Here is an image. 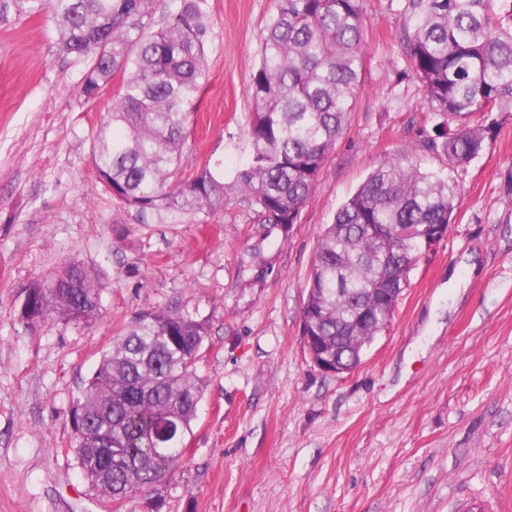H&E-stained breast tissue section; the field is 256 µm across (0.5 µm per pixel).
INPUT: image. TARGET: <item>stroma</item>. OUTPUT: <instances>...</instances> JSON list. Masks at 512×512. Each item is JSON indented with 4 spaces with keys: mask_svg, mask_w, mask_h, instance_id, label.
Segmentation results:
<instances>
[{
    "mask_svg": "<svg viewBox=\"0 0 512 512\" xmlns=\"http://www.w3.org/2000/svg\"><path fill=\"white\" fill-rule=\"evenodd\" d=\"M214 40L186 173L245 168V95L276 0H209ZM360 94L296 224L254 205L140 215L99 179L93 146L115 88L79 94L54 27L0 0V512H151L84 478L71 412L133 317L206 322L203 399L161 512H512V113L466 166L426 151L435 119L409 70L404 0H361ZM457 181L447 236L423 254L387 328L352 371L301 342L318 236L385 159ZM70 265L99 291L86 322L26 323L25 287Z\"/></svg>",
    "mask_w": 512,
    "mask_h": 512,
    "instance_id": "obj_1",
    "label": "stroma"
}]
</instances>
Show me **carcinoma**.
<instances>
[{"instance_id": "1", "label": "carcinoma", "mask_w": 512, "mask_h": 512, "mask_svg": "<svg viewBox=\"0 0 512 512\" xmlns=\"http://www.w3.org/2000/svg\"><path fill=\"white\" fill-rule=\"evenodd\" d=\"M156 0H22L26 13L56 27L65 56L84 66L81 96L97 99L123 82L92 153L108 190L141 212L210 215L236 196L264 224H294L361 93L365 25L360 0H277L260 62L245 94L248 165L224 183V166L203 165L180 179L183 145L207 78L213 31L208 0H177L154 27ZM408 65L440 118L425 147L463 167L512 112V0H407ZM458 185L418 164L384 160L320 236L302 318L312 333L359 362L366 337L386 327L394 307L385 289L404 288L424 240L451 224ZM29 323L94 317L99 294L71 265L25 288ZM372 322L359 326L363 308ZM207 326L167 307L138 313L103 354L74 408L77 438L102 432L121 460L108 495L155 494L182 457L202 399L193 367ZM105 451L77 448L84 477L98 487Z\"/></svg>"}]
</instances>
